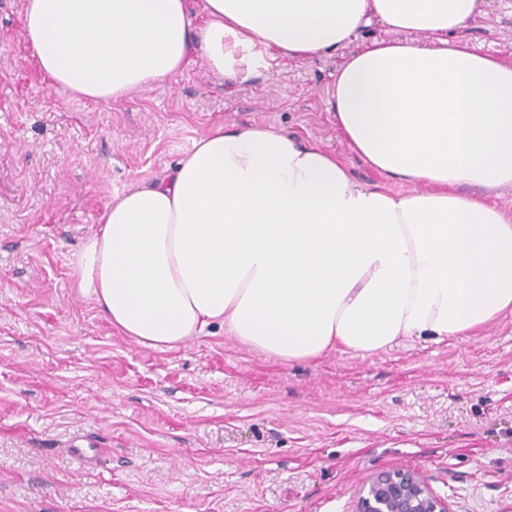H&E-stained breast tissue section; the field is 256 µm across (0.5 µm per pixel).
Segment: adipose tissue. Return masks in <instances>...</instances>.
<instances>
[{
	"instance_id": "1",
	"label": "adipose tissue",
	"mask_w": 512,
	"mask_h": 512,
	"mask_svg": "<svg viewBox=\"0 0 512 512\" xmlns=\"http://www.w3.org/2000/svg\"><path fill=\"white\" fill-rule=\"evenodd\" d=\"M481 0H23L40 83L116 102L201 57L244 82L273 58L348 47L330 106L354 155L409 184L358 186L348 165L272 126L212 125L173 172L103 207L77 288L142 347L214 324L283 362L405 339L473 336L512 313V213L458 186H512V64L457 34Z\"/></svg>"
}]
</instances>
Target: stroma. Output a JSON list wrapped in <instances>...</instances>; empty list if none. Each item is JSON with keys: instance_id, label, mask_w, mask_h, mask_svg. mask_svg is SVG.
Here are the masks:
<instances>
[{"instance_id": "obj_1", "label": "stroma", "mask_w": 512, "mask_h": 512, "mask_svg": "<svg viewBox=\"0 0 512 512\" xmlns=\"http://www.w3.org/2000/svg\"><path fill=\"white\" fill-rule=\"evenodd\" d=\"M0 0V512H354L381 470L422 472L448 512H512V314L478 335L285 363L212 326L137 345L72 263L104 204L171 171L212 123L259 122L402 191L351 152L328 99L341 53L226 83L202 61L117 102L40 84ZM464 30L512 63V0ZM99 451L88 468L67 452Z\"/></svg>"}]
</instances>
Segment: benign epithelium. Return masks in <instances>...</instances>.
<instances>
[{
	"instance_id": "obj_1",
	"label": "benign epithelium",
	"mask_w": 512,
	"mask_h": 512,
	"mask_svg": "<svg viewBox=\"0 0 512 512\" xmlns=\"http://www.w3.org/2000/svg\"><path fill=\"white\" fill-rule=\"evenodd\" d=\"M355 512H448L427 478L414 469L382 470L362 486Z\"/></svg>"
}]
</instances>
